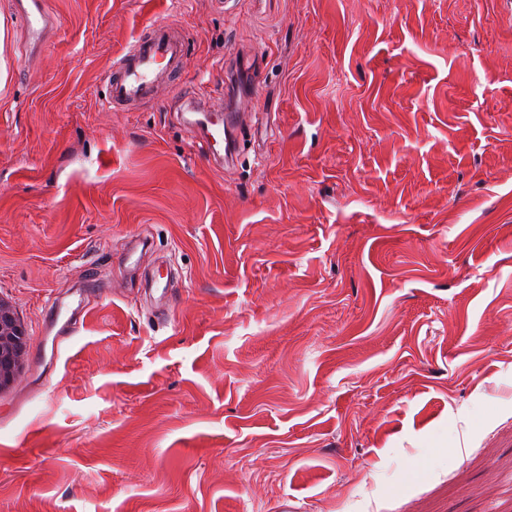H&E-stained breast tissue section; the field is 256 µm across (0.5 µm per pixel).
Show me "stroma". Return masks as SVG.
<instances>
[{"label": "stroma", "instance_id": "stroma-1", "mask_svg": "<svg viewBox=\"0 0 512 512\" xmlns=\"http://www.w3.org/2000/svg\"><path fill=\"white\" fill-rule=\"evenodd\" d=\"M46 2L0 0V512H512V0ZM15 11L21 18L28 37L40 43L46 34L48 11L45 0H20L15 3ZM151 34L138 37L119 54L118 67L106 78L108 104H124L152 95L162 78L161 60L178 64L183 54L182 39L161 22L151 24ZM198 120L199 124L205 127L206 130V139L210 147L215 148L220 143H224V161L225 163H229L232 159V147H231V137L227 133L228 127H236L239 125V119L234 114H226L224 116V124L222 126H216L217 124L211 123L206 119ZM227 126V128H226ZM26 328L13 306L0 298V391L14 383L26 348Z\"/></svg>", "mask_w": 512, "mask_h": 512}]
</instances>
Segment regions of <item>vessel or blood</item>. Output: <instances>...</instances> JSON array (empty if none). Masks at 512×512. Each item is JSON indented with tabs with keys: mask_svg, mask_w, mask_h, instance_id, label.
<instances>
[{
	"mask_svg": "<svg viewBox=\"0 0 512 512\" xmlns=\"http://www.w3.org/2000/svg\"><path fill=\"white\" fill-rule=\"evenodd\" d=\"M15 11L21 18L28 37L41 42L46 34L48 11L46 0H17ZM183 53V42L161 22L153 23L151 33L138 37L119 55L118 67L106 78L108 104H124L150 96L161 79L160 62L178 63ZM237 115L229 114L223 125L206 123V139L210 146L230 143L228 128L238 126Z\"/></svg>",
	"mask_w": 512,
	"mask_h": 512,
	"instance_id": "1",
	"label": "vessel or blood"
}]
</instances>
